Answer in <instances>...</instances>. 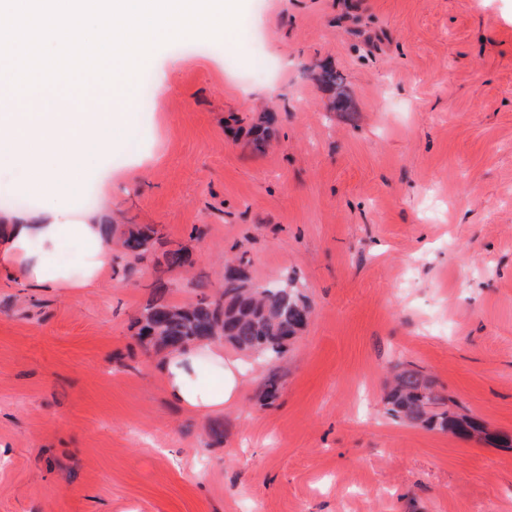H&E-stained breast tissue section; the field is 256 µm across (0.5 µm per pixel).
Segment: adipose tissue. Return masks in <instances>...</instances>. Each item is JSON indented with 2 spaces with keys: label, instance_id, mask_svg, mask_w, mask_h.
Instances as JSON below:
<instances>
[{
  "label": "adipose tissue",
  "instance_id": "obj_1",
  "mask_svg": "<svg viewBox=\"0 0 512 512\" xmlns=\"http://www.w3.org/2000/svg\"><path fill=\"white\" fill-rule=\"evenodd\" d=\"M34 113L22 116L16 96L0 97V163L25 169L46 208L39 221L15 214L0 221V275L26 279L40 286L67 283L88 286L100 280L112 260V245L105 238L103 225L77 220L67 208L55 205L57 189L63 179L80 174L76 166L86 141L95 139L109 128L124 126L129 106L124 97L113 99L111 109L95 112L57 109L52 92L31 96ZM79 246V260L73 265L53 263V256L64 242ZM208 360L220 367L217 384L202 385L192 376L191 368ZM168 395L194 411L223 409L233 401L240 383L238 373L224 362V348L213 342H201L167 352L159 364Z\"/></svg>",
  "mask_w": 512,
  "mask_h": 512
}]
</instances>
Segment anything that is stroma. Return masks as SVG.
<instances>
[{"label":"stroma","mask_w":512,"mask_h":512,"mask_svg":"<svg viewBox=\"0 0 512 512\" xmlns=\"http://www.w3.org/2000/svg\"><path fill=\"white\" fill-rule=\"evenodd\" d=\"M236 34L157 49L146 72L186 63L147 123L60 185L75 215L157 229L136 272L116 253L91 287L0 279V512H512V448L383 403L410 365L512 433V0H243ZM178 243L191 273L155 294ZM228 257L314 314L280 363L225 347L238 397L197 413L134 320L218 286Z\"/></svg>","instance_id":"1"}]
</instances>
